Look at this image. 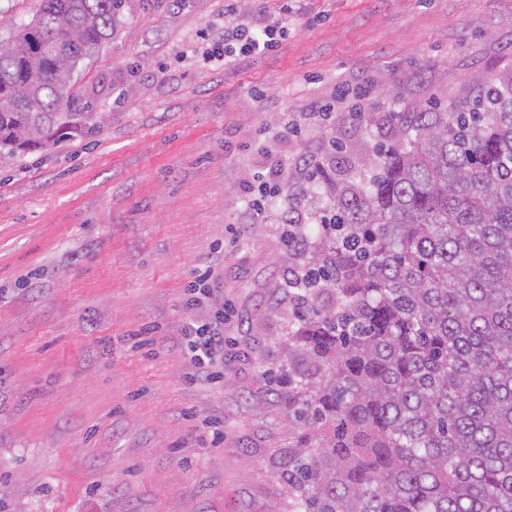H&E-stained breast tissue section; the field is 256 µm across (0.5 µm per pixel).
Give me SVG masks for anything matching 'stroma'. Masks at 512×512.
Masks as SVG:
<instances>
[{"label":"stroma","mask_w":512,"mask_h":512,"mask_svg":"<svg viewBox=\"0 0 512 512\" xmlns=\"http://www.w3.org/2000/svg\"><path fill=\"white\" fill-rule=\"evenodd\" d=\"M230 9L285 34L225 55ZM511 69L512 0H130L74 74L101 127L0 151V512H271L290 425L268 377L300 266L286 232L318 227L329 193L312 169ZM208 265L216 384L188 382L180 344Z\"/></svg>","instance_id":"obj_1"}]
</instances>
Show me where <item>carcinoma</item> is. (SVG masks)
Returning a JSON list of instances; mask_svg holds the SVG:
<instances>
[{"label": "carcinoma", "mask_w": 512, "mask_h": 512, "mask_svg": "<svg viewBox=\"0 0 512 512\" xmlns=\"http://www.w3.org/2000/svg\"><path fill=\"white\" fill-rule=\"evenodd\" d=\"M127 2L40 0L0 42V148L100 127L73 73ZM477 84L470 109L395 116L332 182L291 294L272 512H512V73Z\"/></svg>", "instance_id": "obj_1"}]
</instances>
